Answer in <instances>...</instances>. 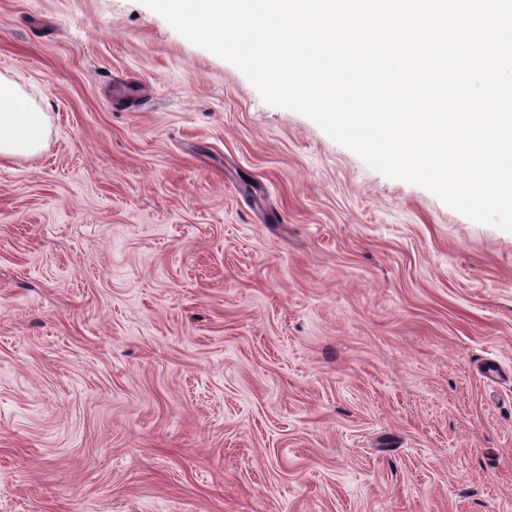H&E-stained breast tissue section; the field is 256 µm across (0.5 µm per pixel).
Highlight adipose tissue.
Returning a JSON list of instances; mask_svg holds the SVG:
<instances>
[{"label":"adipose tissue","instance_id":"adipose-tissue-1","mask_svg":"<svg viewBox=\"0 0 512 512\" xmlns=\"http://www.w3.org/2000/svg\"><path fill=\"white\" fill-rule=\"evenodd\" d=\"M44 115L22 105L16 87L0 80V155L35 151L41 141Z\"/></svg>","mask_w":512,"mask_h":512}]
</instances>
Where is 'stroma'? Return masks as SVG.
<instances>
[{
  "mask_svg": "<svg viewBox=\"0 0 512 512\" xmlns=\"http://www.w3.org/2000/svg\"><path fill=\"white\" fill-rule=\"evenodd\" d=\"M0 77V512H512L511 232L140 0H0ZM16 87L0 80V155L35 151L41 141L44 114L22 105Z\"/></svg>",
  "mask_w": 512,
  "mask_h": 512,
  "instance_id": "stroma-1",
  "label": "stroma"
}]
</instances>
